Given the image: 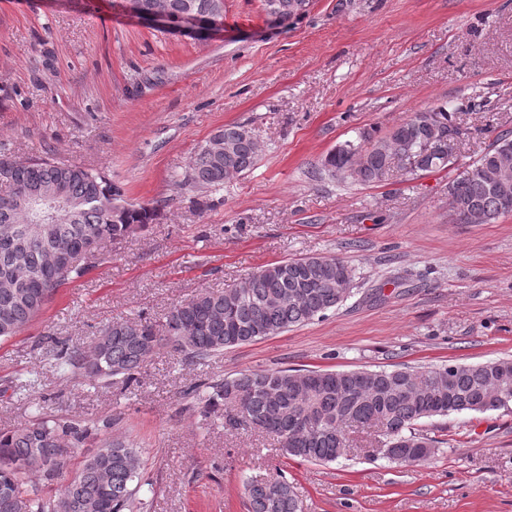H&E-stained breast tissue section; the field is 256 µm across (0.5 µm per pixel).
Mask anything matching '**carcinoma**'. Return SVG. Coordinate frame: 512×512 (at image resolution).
I'll use <instances>...</instances> for the list:
<instances>
[{
	"label": "carcinoma",
	"mask_w": 512,
	"mask_h": 512,
	"mask_svg": "<svg viewBox=\"0 0 512 512\" xmlns=\"http://www.w3.org/2000/svg\"><path fill=\"white\" fill-rule=\"evenodd\" d=\"M143 9H168L172 21L224 12V0H141ZM460 135L452 113L438 106L414 112L385 136L363 130L330 151L322 171L340 183L376 184L393 167L410 174L443 170L452 163L441 141ZM228 153L201 145L191 158L185 183L219 191L250 172L261 148L251 132L228 125L216 133ZM512 136L496 137L481 156L448 183V205L457 219L494 224L512 214ZM0 341L22 332L58 288L82 278L100 245L153 223L162 205L137 204L101 171L37 159L12 164L0 154ZM355 270L340 258L303 257L260 267L243 283L224 291L203 290L171 307L161 324L113 320L103 325L90 348L56 340L49 356L61 375L112 384L127 383L162 347L201 363L225 349L256 342L307 324L343 304L352 292ZM512 361L457 363L448 368L312 370L241 373L191 393L205 410L224 408V428L251 429L276 439L287 456L332 463L351 447L347 432L376 428L386 457L408 462L406 448H434L418 428L425 418L485 413L512 405ZM97 427L67 418L36 419L0 428V512H127L138 477L135 448L105 438L72 478L66 468L73 450ZM35 474L61 485L45 499L30 485ZM249 512H301L287 478L267 487L244 484Z\"/></svg>",
	"instance_id": "1"
}]
</instances>
